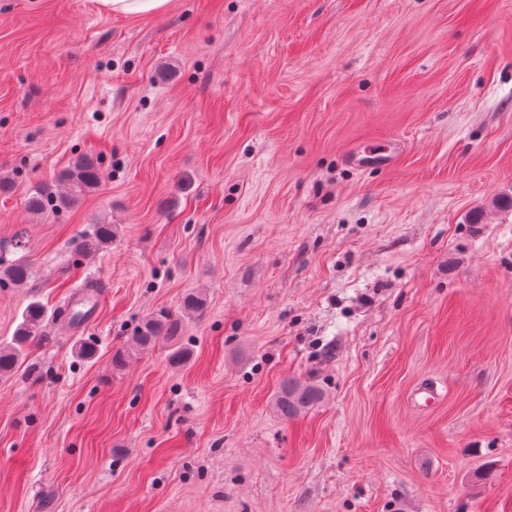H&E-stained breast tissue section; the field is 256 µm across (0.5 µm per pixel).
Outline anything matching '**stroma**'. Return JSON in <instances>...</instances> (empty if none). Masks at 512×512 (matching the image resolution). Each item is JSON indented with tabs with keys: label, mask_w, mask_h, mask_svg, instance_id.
<instances>
[{
	"label": "stroma",
	"mask_w": 512,
	"mask_h": 512,
	"mask_svg": "<svg viewBox=\"0 0 512 512\" xmlns=\"http://www.w3.org/2000/svg\"><path fill=\"white\" fill-rule=\"evenodd\" d=\"M1 178L0 512H512V0H0ZM97 2L105 13L145 15L164 11L169 0H97ZM63 177L70 186V192L65 195H55V203L52 204V206L56 207V209L75 205L84 193L95 188L100 182L98 167L92 160L85 158L76 161L74 165L64 173ZM112 237V224H96L93 232L76 244V251L81 254L101 251L112 243ZM31 276V270L25 263L14 262L5 264L0 258V283L13 286L25 285ZM204 307L203 296L200 293H191L184 298L178 314L159 310L147 316L125 346L113 354V366L123 367L134 351L155 346L159 340L176 341L184 319L198 316ZM45 316L46 311L40 303H30L11 341L0 343V378L14 370L26 347H30L42 335ZM323 394L316 385L297 379H287L277 392L273 408L282 419H291L318 403Z\"/></svg>",
	"instance_id": "35a3bbf8"
}]
</instances>
